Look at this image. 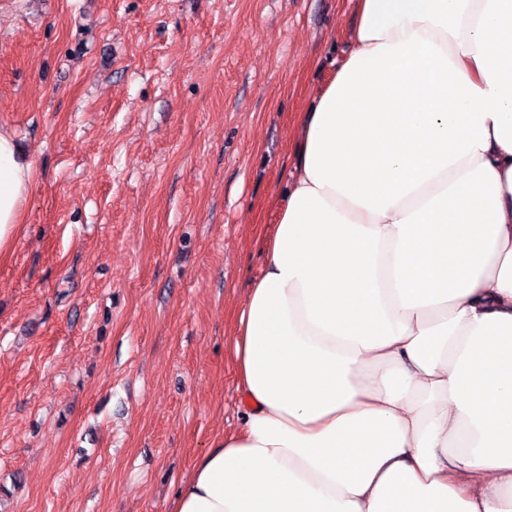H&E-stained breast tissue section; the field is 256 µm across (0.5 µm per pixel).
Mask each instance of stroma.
Returning <instances> with one entry per match:
<instances>
[{
    "label": "stroma",
    "instance_id": "stroma-1",
    "mask_svg": "<svg viewBox=\"0 0 512 512\" xmlns=\"http://www.w3.org/2000/svg\"><path fill=\"white\" fill-rule=\"evenodd\" d=\"M355 0H0L32 160L0 258V512H169L237 428L229 342Z\"/></svg>",
    "mask_w": 512,
    "mask_h": 512
}]
</instances>
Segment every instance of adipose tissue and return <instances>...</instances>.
Instances as JSON below:
<instances>
[{
	"mask_svg": "<svg viewBox=\"0 0 512 512\" xmlns=\"http://www.w3.org/2000/svg\"><path fill=\"white\" fill-rule=\"evenodd\" d=\"M170 512H512V0H357ZM35 168L0 131V252Z\"/></svg>",
	"mask_w": 512,
	"mask_h": 512,
	"instance_id": "ef3b65f1",
	"label": "adipose tissue"
}]
</instances>
